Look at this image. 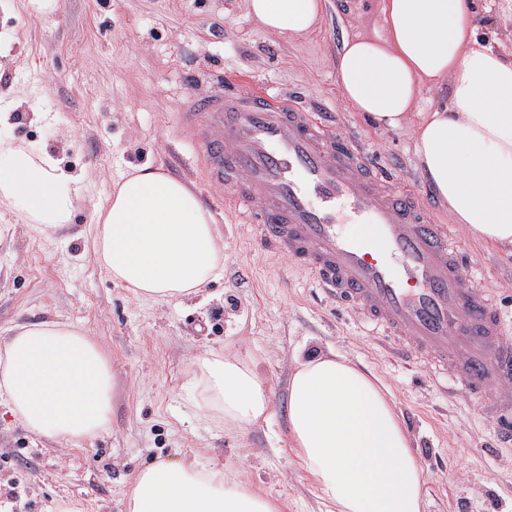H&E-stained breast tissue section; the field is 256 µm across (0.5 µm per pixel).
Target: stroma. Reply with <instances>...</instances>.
<instances>
[{
  "mask_svg": "<svg viewBox=\"0 0 512 512\" xmlns=\"http://www.w3.org/2000/svg\"><path fill=\"white\" fill-rule=\"evenodd\" d=\"M318 31L287 42L263 30L245 0H0V137L53 155L91 187L70 224L45 237L0 207V338L18 324L60 318L85 329L112 368L111 422L95 438L60 444L30 434L0 406V454L16 488L0 512H123L137 473L159 460L197 459L225 480L275 500L280 512H331L288 431L289 379L297 349L338 353L391 391L426 479L424 512H512V447L492 445L495 424L477 398L437 389L430 367L391 362L353 313L316 293L307 273L255 243L252 225L225 211L202 183L198 148L177 127L187 94L246 79L334 113L368 159L414 187L441 223L448 210L416 166L411 128L379 129L342 98L336 50L343 35L380 30L379 0H331ZM479 39L512 49V0H477ZM152 165L186 183L208 206L224 242V272L203 294L147 302L94 260L98 208L117 181ZM483 286L512 315V249L455 227ZM239 356L266 379L269 417L224 423L193 376L203 352Z\"/></svg>",
  "mask_w": 512,
  "mask_h": 512,
  "instance_id": "obj_1",
  "label": "stroma"
}]
</instances>
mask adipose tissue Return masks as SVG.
<instances>
[{
    "label": "adipose tissue",
    "mask_w": 512,
    "mask_h": 512,
    "mask_svg": "<svg viewBox=\"0 0 512 512\" xmlns=\"http://www.w3.org/2000/svg\"><path fill=\"white\" fill-rule=\"evenodd\" d=\"M265 30L287 40L316 29L326 0H245ZM383 32L343 37L336 84L376 126L414 128L420 173L450 219L479 241L512 247V54L476 37L473 0H380ZM447 84L450 102L415 107L425 86ZM80 180L49 153L0 140V206L29 231L69 224ZM95 259L140 297L201 293L220 278L224 252L201 198L166 172L126 174L97 211ZM193 374L226 422L267 418L265 379L248 362L205 353ZM112 369L92 336L64 321L15 326L0 338V402L35 436L93 437L111 414ZM288 425L299 458L336 512H422L424 476L378 378L345 357L298 359ZM125 512H278L266 497L225 483L196 460L140 470Z\"/></svg>",
    "instance_id": "1"
}]
</instances>
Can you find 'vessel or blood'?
<instances>
[{
	"instance_id": "b4317fda",
	"label": "vessel or blood",
	"mask_w": 512,
	"mask_h": 512,
	"mask_svg": "<svg viewBox=\"0 0 512 512\" xmlns=\"http://www.w3.org/2000/svg\"><path fill=\"white\" fill-rule=\"evenodd\" d=\"M178 117L204 182L258 226L265 249L291 256L328 300L456 392L490 396L497 439L512 445V336L452 226L293 100L244 85L188 96Z\"/></svg>"
}]
</instances>
